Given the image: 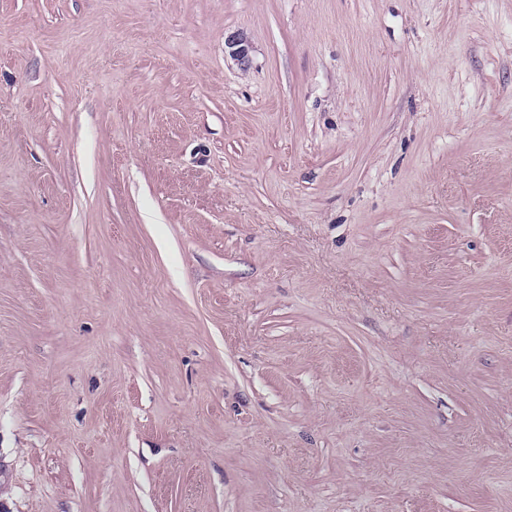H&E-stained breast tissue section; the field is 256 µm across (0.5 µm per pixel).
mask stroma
Masks as SVG:
<instances>
[{
  "mask_svg": "<svg viewBox=\"0 0 512 512\" xmlns=\"http://www.w3.org/2000/svg\"><path fill=\"white\" fill-rule=\"evenodd\" d=\"M0 463L512 512V0H0ZM224 44L229 54L241 67L247 68L250 62V45L246 37L240 33H232L225 38Z\"/></svg>",
  "mask_w": 512,
  "mask_h": 512,
  "instance_id": "stroma-1",
  "label": "stroma"
}]
</instances>
